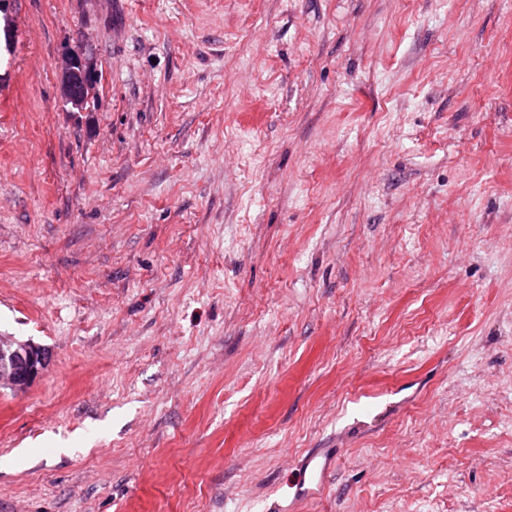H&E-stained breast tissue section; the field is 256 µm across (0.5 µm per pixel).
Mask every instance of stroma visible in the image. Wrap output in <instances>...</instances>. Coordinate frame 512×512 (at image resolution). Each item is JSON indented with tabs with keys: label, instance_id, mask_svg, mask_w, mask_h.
<instances>
[{
	"label": "stroma",
	"instance_id": "35a3bbf8",
	"mask_svg": "<svg viewBox=\"0 0 512 512\" xmlns=\"http://www.w3.org/2000/svg\"><path fill=\"white\" fill-rule=\"evenodd\" d=\"M0 336V512H512V0H0ZM60 72L62 74V94L68 101H76L74 97L80 95L83 88L91 86L93 82V71L91 63L78 50L67 52L61 60ZM78 76V81L72 75ZM75 83L78 87L75 86ZM83 97L80 95V100ZM50 363L49 351L30 342L0 336V383L26 391ZM321 458L322 459L315 454L301 460L299 471L303 470V481L299 488V492L302 496H307L312 493L314 489L310 486L319 484L331 469L332 458H329L328 455L321 456ZM307 473L309 474V479L307 481L309 487L304 488L306 484L305 475Z\"/></svg>",
	"mask_w": 512,
	"mask_h": 512
}]
</instances>
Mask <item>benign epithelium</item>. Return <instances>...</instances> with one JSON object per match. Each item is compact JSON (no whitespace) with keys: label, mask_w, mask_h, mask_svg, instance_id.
I'll return each mask as SVG.
<instances>
[{"label":"benign epithelium","mask_w":512,"mask_h":512,"mask_svg":"<svg viewBox=\"0 0 512 512\" xmlns=\"http://www.w3.org/2000/svg\"><path fill=\"white\" fill-rule=\"evenodd\" d=\"M62 94L68 100L92 85L91 63L79 50L66 53L61 60ZM50 363L49 351L30 342L0 336V383L16 392L26 391Z\"/></svg>","instance_id":"7a95c632"}]
</instances>
